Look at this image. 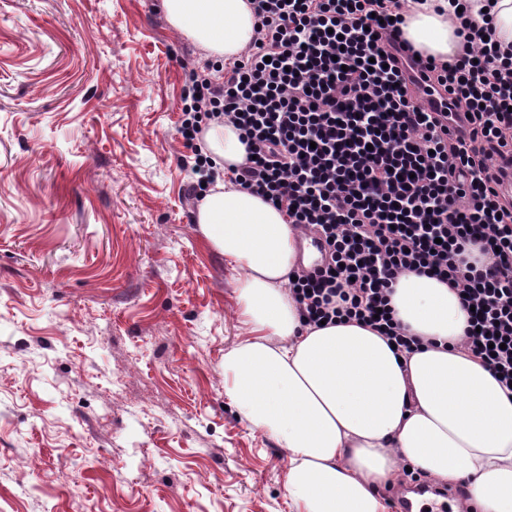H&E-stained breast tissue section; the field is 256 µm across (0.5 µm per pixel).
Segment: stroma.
<instances>
[{
	"label": "stroma",
	"mask_w": 512,
	"mask_h": 512,
	"mask_svg": "<svg viewBox=\"0 0 512 512\" xmlns=\"http://www.w3.org/2000/svg\"><path fill=\"white\" fill-rule=\"evenodd\" d=\"M162 0H0V512H291L224 394L243 333Z\"/></svg>",
	"instance_id": "35a3bbf8"
}]
</instances>
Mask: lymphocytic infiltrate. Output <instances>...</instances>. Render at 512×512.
Returning a JSON list of instances; mask_svg holds the SVG:
<instances>
[{"label": "lymphocytic infiltrate", "mask_w": 512, "mask_h": 512, "mask_svg": "<svg viewBox=\"0 0 512 512\" xmlns=\"http://www.w3.org/2000/svg\"><path fill=\"white\" fill-rule=\"evenodd\" d=\"M250 3L244 53L188 74L178 132L196 172L213 184L199 139L228 120L248 153L234 182L325 239L323 262L289 284L306 324L353 320L413 352L423 340L390 296L405 275L432 277L470 310L464 348L512 385V51L489 14L463 16L461 53L447 63L402 39L403 0ZM403 53L451 111L411 95Z\"/></svg>", "instance_id": "1"}]
</instances>
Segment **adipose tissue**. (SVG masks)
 <instances>
[{
	"instance_id": "1",
	"label": "adipose tissue",
	"mask_w": 512,
	"mask_h": 512,
	"mask_svg": "<svg viewBox=\"0 0 512 512\" xmlns=\"http://www.w3.org/2000/svg\"><path fill=\"white\" fill-rule=\"evenodd\" d=\"M169 24L206 57L237 58L255 37L248 0H163ZM403 36L452 61L464 37L446 0H408ZM206 152L229 167L246 146L230 124H211ZM196 222L239 271L245 335L224 353L225 393L252 429L288 452L284 488L294 512H386L379 488L406 462L437 482L466 484L481 512H512V399L492 372L458 347L468 315L447 285L402 277L391 305L429 344L400 359L357 322L303 324L288 288L299 268L297 233L284 215L231 181H216Z\"/></svg>"
}]
</instances>
